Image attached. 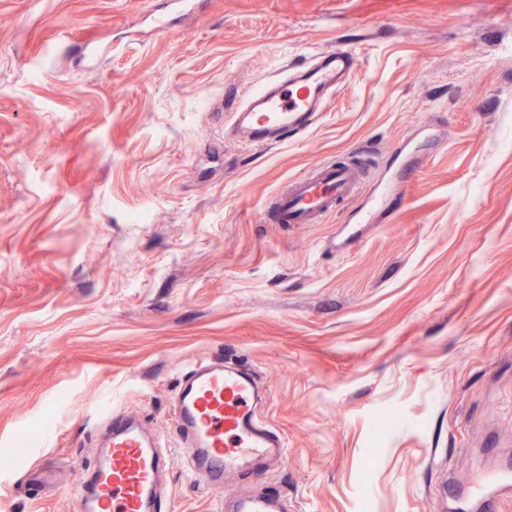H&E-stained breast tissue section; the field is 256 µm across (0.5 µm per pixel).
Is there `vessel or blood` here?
I'll use <instances>...</instances> for the list:
<instances>
[{
  "label": "vessel or blood",
  "mask_w": 512,
  "mask_h": 512,
  "mask_svg": "<svg viewBox=\"0 0 512 512\" xmlns=\"http://www.w3.org/2000/svg\"><path fill=\"white\" fill-rule=\"evenodd\" d=\"M355 68L356 50L345 45L323 50L302 69L282 68L247 96L234 115V132L254 145H278L288 134L305 130ZM369 163V153L359 150L350 161L326 162L289 181L273 198L276 223H320L357 189ZM391 206L390 193L377 191L360 210L358 221L375 223ZM259 400L256 380L227 367L222 357H202L182 370L175 395L176 433L193 477L217 488L227 476L254 474L266 461L283 457L282 438L255 413ZM96 419L109 440L91 480L74 489L79 512H161L157 484L171 466L169 451L132 413L105 406ZM287 508V501L258 491L233 499V512Z\"/></svg>",
  "instance_id": "vessel-or-blood-1"
}]
</instances>
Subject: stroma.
<instances>
[{
	"label": "stroma",
	"instance_id": "35a3bbf8",
	"mask_svg": "<svg viewBox=\"0 0 512 512\" xmlns=\"http://www.w3.org/2000/svg\"><path fill=\"white\" fill-rule=\"evenodd\" d=\"M0 0V512H77L103 399L173 456L164 512L254 486L294 512H455L512 466V0ZM354 45L312 127L233 136L245 95ZM364 149L389 221L344 241L270 197ZM223 353L286 455L208 489L180 371Z\"/></svg>",
	"mask_w": 512,
	"mask_h": 512
}]
</instances>
